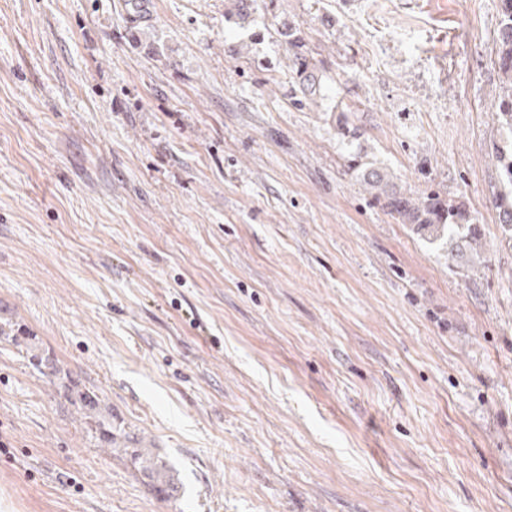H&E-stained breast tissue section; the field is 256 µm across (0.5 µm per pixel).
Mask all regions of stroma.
<instances>
[{
    "instance_id": "obj_1",
    "label": "stroma",
    "mask_w": 512,
    "mask_h": 512,
    "mask_svg": "<svg viewBox=\"0 0 512 512\" xmlns=\"http://www.w3.org/2000/svg\"><path fill=\"white\" fill-rule=\"evenodd\" d=\"M120 2L0 0V512H512L499 0ZM288 20L325 61L301 105ZM353 152L465 203L482 261ZM15 336L166 453L180 505ZM349 170L366 186L372 200L382 206L398 223L413 224L438 237L448 232V239L470 237V252L474 259L482 258V238L477 229V217L461 202L447 199L432 189L421 195H407L390 184L388 175L375 167L351 163Z\"/></svg>"
}]
</instances>
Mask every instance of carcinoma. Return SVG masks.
Returning a JSON list of instances; mask_svg holds the SVG:
<instances>
[{"mask_svg":"<svg viewBox=\"0 0 512 512\" xmlns=\"http://www.w3.org/2000/svg\"><path fill=\"white\" fill-rule=\"evenodd\" d=\"M500 3L501 19L494 65L501 93L492 104V112L500 127V138L492 143L491 152L498 164L500 177L509 190L495 197L493 206L498 213V223L512 232V0H500ZM278 33L288 46V61L291 62L298 91L305 98L317 95L321 89L323 61L310 54L303 32L296 25L283 22ZM348 168L366 186L372 200L398 223L413 224L433 237L446 233L451 240L463 235L469 238L472 257L482 258V238L476 231L477 217L465 204L447 199L430 188L421 195L402 193L390 184L388 175L379 168H362L353 163ZM14 341L27 347L31 364L42 375L59 380L66 399L81 412L98 445L122 456L164 499L171 503L179 501L182 486L167 456L113 425L112 409L95 391L79 389L72 381L65 382L67 375L62 373L56 361L39 352L29 337L16 336Z\"/></svg>","mask_w":512,"mask_h":512,"instance_id":"carcinoma-1","label":"carcinoma"}]
</instances>
